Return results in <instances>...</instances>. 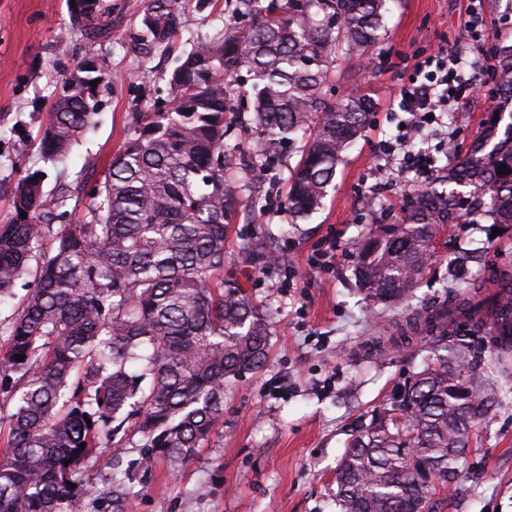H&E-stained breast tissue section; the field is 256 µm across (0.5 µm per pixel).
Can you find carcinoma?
<instances>
[{
  "label": "carcinoma",
  "instance_id": "cac0c4a2",
  "mask_svg": "<svg viewBox=\"0 0 512 512\" xmlns=\"http://www.w3.org/2000/svg\"><path fill=\"white\" fill-rule=\"evenodd\" d=\"M191 0H145L134 52L168 51ZM386 0H233V21L189 40L169 75V107L132 117L129 134L72 221L81 183L66 182L74 145L95 125L108 78L98 63L69 79L45 126L16 153L35 152L57 173L53 191L37 170L17 178L12 215L0 222V303L30 278L33 292L0 323V512H80L96 490L80 467L102 438L129 420L148 452L182 468L224 413V382L261 367L272 311L257 306L236 273L224 271V237L239 197L260 215L270 193L255 171L281 162L288 214L305 220L323 205L338 164L366 125L371 104L357 87L332 98L339 60L373 57ZM56 38L67 54L80 39L111 33L112 9L87 3ZM498 122L468 152L404 201L391 224H370L356 243L354 275L372 308L395 307L391 339L429 345L422 368L352 429L336 468L339 512H448L476 430L512 390V271L488 280L462 275L448 299L424 303L432 240L447 224L512 227V44L496 51ZM246 73L252 110L238 111ZM96 85H90L91 81ZM509 116L504 131L499 121ZM256 134L236 173L226 168L234 123ZM308 140L293 164L278 149ZM503 172H498L501 166ZM27 217H21V213ZM246 263L284 264L271 241L239 244ZM492 337L478 352L461 328ZM22 355L24 359L16 360ZM85 447H80V444ZM128 474L102 493L110 512H131Z\"/></svg>",
  "mask_w": 512,
  "mask_h": 512
}]
</instances>
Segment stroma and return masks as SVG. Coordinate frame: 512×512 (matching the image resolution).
<instances>
[{
	"label": "stroma",
	"mask_w": 512,
	"mask_h": 512,
	"mask_svg": "<svg viewBox=\"0 0 512 512\" xmlns=\"http://www.w3.org/2000/svg\"><path fill=\"white\" fill-rule=\"evenodd\" d=\"M106 3L112 9L111 35L78 42L61 54L55 36L71 22L67 0H0V127L6 131L0 138V221L11 214L15 180L41 165L36 154H16L15 140L36 136L82 58L95 57L114 75L99 90L96 127L71 155L70 174L92 188L124 142L132 113L168 98V77L186 38L209 31L220 13L209 0H192L175 50L144 60L129 48L144 0ZM465 9L464 0H392L371 67L356 62L337 68V90L360 84L373 112L345 152L336 188L318 213L295 225L282 208L257 220L245 205L232 215L224 266L239 270L254 301L272 305L277 314L262 367L225 385L224 414L208 441L173 473L158 454L150 468L141 466L139 438H115L84 463L86 483L109 485L116 461L129 475L134 512H337L336 464L352 427L422 362L419 341L379 351L378 338L392 332L399 312L370 316L353 276V248L366 225L393 222L406 194L426 182L421 173L401 169L397 158L380 154L378 145L394 139L406 117L398 91L408 84L417 57L455 47L465 34ZM484 10L486 38L471 45V59L494 51L512 17V0H485ZM492 106L493 83L486 77L467 104L425 128L413 151L443 162L454 153L465 155L492 123ZM368 195L378 197L377 211L363 209ZM285 223L290 231L278 247L287 264L261 269L239 259L242 237L263 238ZM476 248L483 257L471 274L487 278L512 270V228L496 235L487 223L454 224L437 239L416 289L419 299L436 300L449 277V257ZM327 250L334 257L326 264ZM458 502V512H512V398L479 430Z\"/></svg>",
	"instance_id": "obj_1"
}]
</instances>
